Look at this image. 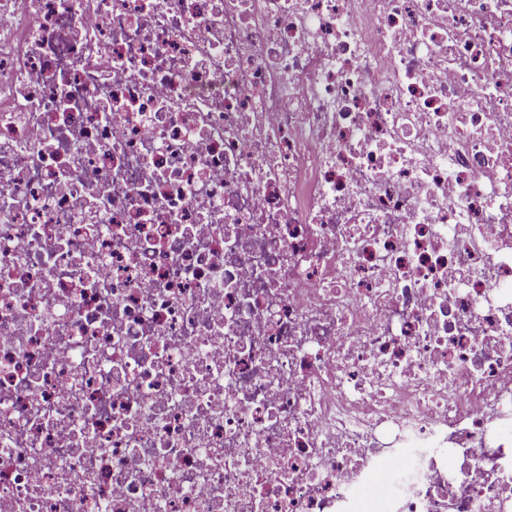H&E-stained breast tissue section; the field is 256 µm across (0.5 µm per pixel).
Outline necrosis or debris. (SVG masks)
<instances>
[{"instance_id":"necrosis-or-debris-1","label":"necrosis or debris","mask_w":512,"mask_h":512,"mask_svg":"<svg viewBox=\"0 0 512 512\" xmlns=\"http://www.w3.org/2000/svg\"><path fill=\"white\" fill-rule=\"evenodd\" d=\"M0 512H512V0H0Z\"/></svg>"}]
</instances>
